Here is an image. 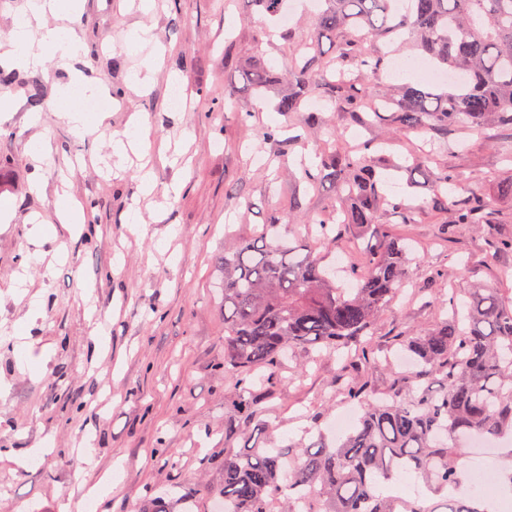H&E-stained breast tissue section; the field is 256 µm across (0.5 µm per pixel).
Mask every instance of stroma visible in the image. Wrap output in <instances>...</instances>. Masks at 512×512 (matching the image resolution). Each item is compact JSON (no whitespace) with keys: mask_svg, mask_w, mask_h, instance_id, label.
Wrapping results in <instances>:
<instances>
[{"mask_svg":"<svg viewBox=\"0 0 512 512\" xmlns=\"http://www.w3.org/2000/svg\"><path fill=\"white\" fill-rule=\"evenodd\" d=\"M139 2L82 0L69 23L84 51L63 67L51 58L23 71L50 99L77 75L112 100L91 134L76 137L54 111L32 121L24 86L0 89L10 101L0 111V210L14 214L0 223V512H78L81 490L105 476L110 491L95 512H149L168 492L204 508L224 479L215 463L227 452L253 439L262 448L301 447L316 438L314 417L335 419L336 358L306 347L257 387V418L242 413L224 370L220 289L225 252L270 216L307 226L340 209L329 183L301 178L331 132L386 141L376 162L382 191L405 207L379 204L375 222L413 243V280L373 330L377 389L399 367L395 334L437 324L449 292L462 297L499 282L512 288V253L487 246L493 233L512 238L511 128L482 135L463 123L417 128L395 144L387 113L367 122L359 112L324 110L314 98L279 112L296 46L308 42L329 57L356 30L317 34L308 0H290L285 27L250 0H153L146 13ZM137 27L149 29L151 44L125 47ZM157 45L162 64L149 83H136ZM253 64L273 79L262 99L244 77ZM176 79L186 94L178 108ZM230 81L242 108L224 103ZM135 118L149 127L145 159L113 155V135ZM268 127L279 128L277 141L262 140ZM143 166L156 184L149 198L137 178ZM448 170L487 202L492 224L454 223L452 201L433 192L435 176ZM36 179L37 194L29 189ZM64 191L91 206V222L60 223L54 204ZM132 208L146 234L128 231ZM35 220L46 226L36 245L29 239ZM373 242L372 230L348 224L321 249L324 265L338 270L337 285L347 284L339 270L353 252ZM97 328L104 344L92 336ZM230 418L240 429L228 442ZM28 448L42 449L38 464L19 465Z\"/></svg>","mask_w":512,"mask_h":512,"instance_id":"stroma-1","label":"stroma"}]
</instances>
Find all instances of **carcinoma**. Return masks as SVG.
<instances>
[{
    "label": "carcinoma",
    "instance_id": "cac0c4a2",
    "mask_svg": "<svg viewBox=\"0 0 512 512\" xmlns=\"http://www.w3.org/2000/svg\"><path fill=\"white\" fill-rule=\"evenodd\" d=\"M317 16L322 33L347 27L380 41L368 53L361 40L339 45L335 61L307 59L288 72L281 112H296L305 97H318L332 109L392 113L400 134L425 124L450 127L461 116L477 127L512 126V0H324ZM411 38L424 54L464 76L456 91L432 94L405 89L398 103L372 99L357 87L354 73L385 67V51ZM247 85L260 96L270 87L265 68H249ZM41 85L28 84L27 107L44 109ZM374 144L339 153L304 179L327 181L350 200L348 221L373 222L380 201L393 209L397 199L381 198L377 171L368 164ZM436 190L460 187L454 174L435 177ZM486 206L473 196L455 200L454 223L485 224ZM319 244L333 240L331 221L321 219ZM283 218H270L256 236L224 254V370L239 397L253 403L247 377L263 369L272 375L284 354L300 346L334 351L341 361L336 383L342 400L359 410L355 426L329 439L318 431L305 448H252L226 454L224 483L213 496L224 512H483L477 496L448 488L465 482L460 463L475 435L512 441V288H472L465 298L448 293V317L425 330L406 329L398 341L417 362L413 374H395L384 393L369 373L377 362L369 336L376 319L393 303L410 277L406 239L390 230L360 262L347 269L353 288L336 287L322 265L317 245L284 242ZM440 381H435L436 376ZM420 478L427 495L403 498L384 492L402 473ZM512 492V456L489 474ZM444 499L445 510L430 503Z\"/></svg>",
    "mask_w": 512,
    "mask_h": 512
}]
</instances>
